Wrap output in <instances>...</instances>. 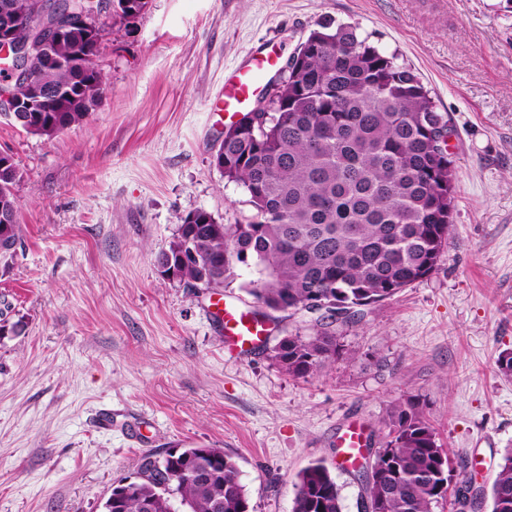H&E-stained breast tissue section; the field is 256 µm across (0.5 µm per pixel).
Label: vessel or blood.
Instances as JSON below:
<instances>
[{
  "label": "vessel or blood",
  "mask_w": 512,
  "mask_h": 512,
  "mask_svg": "<svg viewBox=\"0 0 512 512\" xmlns=\"http://www.w3.org/2000/svg\"><path fill=\"white\" fill-rule=\"evenodd\" d=\"M279 57L271 53H254L234 68L224 78V94L221 101L227 118H235L247 111L253 101L262 95L266 83L278 73ZM216 314L224 324V332L234 346L249 351L262 343L267 335L266 323L252 312H244L236 306L217 305ZM367 444L363 429L356 424L346 426L338 438L342 464L353 463Z\"/></svg>",
  "instance_id": "vessel-or-blood-1"
}]
</instances>
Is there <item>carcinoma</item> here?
<instances>
[{"label": "carcinoma", "mask_w": 512, "mask_h": 512, "mask_svg": "<svg viewBox=\"0 0 512 512\" xmlns=\"http://www.w3.org/2000/svg\"><path fill=\"white\" fill-rule=\"evenodd\" d=\"M90 0H11L22 29L43 13L82 10ZM99 53L85 25L30 52L26 68L63 94L39 104L23 130L51 139L83 122L105 85L86 65ZM270 83L268 120L224 134L213 162L241 185L252 208L244 224L211 213L195 225L199 261L177 268L179 282L222 288L239 264L255 268L248 293L271 319L322 303L313 336H286L275 360L288 374L312 376L340 348L336 313L394 296L429 276L443 258L457 194L448 115L411 69L361 36L357 27L321 24ZM22 172L0 153V234L20 243L15 188ZM388 434L366 467L363 512H434L451 483L449 451L438 445L419 401L390 405ZM491 512H512V446L491 486ZM103 512H250L237 461L222 448H172L141 457L137 480L112 487ZM292 512H342L341 488L327 466L297 476Z\"/></svg>", "instance_id": "carcinoma-1"}]
</instances>
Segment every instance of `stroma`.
<instances>
[{"label":"stroma","mask_w":512,"mask_h":512,"mask_svg":"<svg viewBox=\"0 0 512 512\" xmlns=\"http://www.w3.org/2000/svg\"><path fill=\"white\" fill-rule=\"evenodd\" d=\"M357 26L410 68L454 130L457 200L438 268L332 329L343 349L310 377L273 357L315 317L279 314L266 341L228 350L215 298L254 310L251 269L217 289L163 277L182 216L242 224V187L212 163L224 75L271 43L289 59L317 23ZM100 105L47 140L0 114V153L23 173L22 239L0 277V512H102L142 455L221 448L251 512H292L298 473L322 462L360 512L364 482L340 465L350 423L373 446L392 402L417 398L452 468L490 489L512 445V0H149L106 20Z\"/></svg>","instance_id":"1"}]
</instances>
